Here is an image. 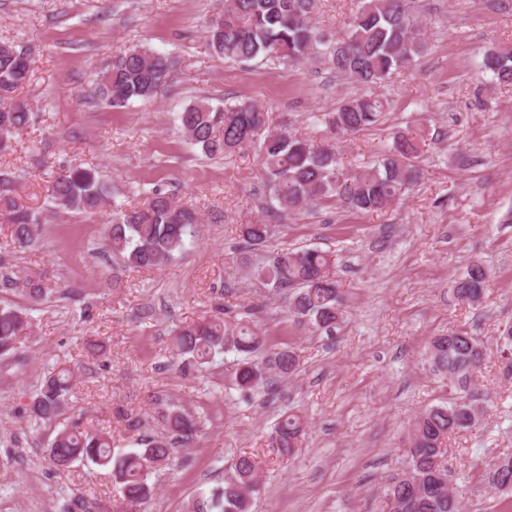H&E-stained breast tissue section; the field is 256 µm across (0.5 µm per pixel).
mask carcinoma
I'll return each mask as SVG.
<instances>
[{
	"label": "carcinoma",
	"instance_id": "1",
	"mask_svg": "<svg viewBox=\"0 0 512 512\" xmlns=\"http://www.w3.org/2000/svg\"><path fill=\"white\" fill-rule=\"evenodd\" d=\"M415 0H360L344 34L334 38L313 24L318 0H229L207 26L214 55L236 63L258 58L275 63H294L319 54L328 59L336 75L363 87L382 85L398 71L410 67L427 50V40L414 9ZM17 46L0 43V153L12 149V139L33 121L27 104L14 94L33 76L32 60L22 61ZM482 72L498 84L512 85V51L490 49L481 62ZM171 59L144 47H130L112 57L97 73L95 91L114 108L132 101L149 103L172 79ZM389 102L358 94L321 122L330 130L353 135L380 122ZM179 126L190 143L208 157H221L243 144L254 142L266 116L248 101L230 106L198 102L178 115ZM422 135L407 130L378 153L377 162L364 170H344L336 149L316 146L286 126L267 128L258 149L262 175L269 198L292 212L303 205H322L336 199L349 209L383 212L411 190L418 178L412 159L419 156ZM107 188L89 168L75 167L55 177L48 206L86 214L98 212ZM11 227L19 246L33 242L41 224V213L24 206L11 186L10 176L0 173V218ZM197 214L162 192L145 203L114 214L104 229V240L127 268L159 267L185 253L197 233ZM273 234L270 224L240 225L239 248L247 250L266 242ZM334 254L317 249L282 251L255 268V277L267 288L289 292L288 317L293 324L313 335L331 336L343 322L341 291L328 275ZM488 269L475 261L456 280L458 301L480 306L484 301ZM6 288H19L32 301L40 299L45 287L39 280L21 282L4 277ZM260 300L242 306L241 318L219 316L177 326L173 330L176 369L196 376L219 353L234 352L230 385L244 395L272 389L273 378H286L299 367L293 350L283 347L257 360L266 346V336L254 323L265 311ZM30 329L20 309L0 306V355L17 353ZM432 370L448 380L452 397L419 413L405 440V464L391 477L385 496L396 502L395 512H461V494L449 485V474L435 468L433 459L443 455L449 438L475 427L481 411L470 395L475 373L484 361L480 343L462 329L435 336L428 348ZM72 373L66 368L48 372L31 396L26 413L36 424L53 428L48 441L52 466L64 471L76 461H91L112 469L128 512H143L153 497L148 481L156 467L175 460L167 436L145 440L144 448L114 454L112 435L83 427L81 420L66 421ZM168 431L183 444L196 435L200 421L194 415L173 411L165 418ZM305 416L297 411L281 415L272 434V445L283 457L302 447ZM261 462L247 455L232 460V474L224 485L200 493L190 512H250L251 497L259 484ZM494 490L512 488V456L501 457L485 476ZM66 512H93V503L83 494L67 499Z\"/></svg>",
	"mask_w": 512,
	"mask_h": 512
}]
</instances>
